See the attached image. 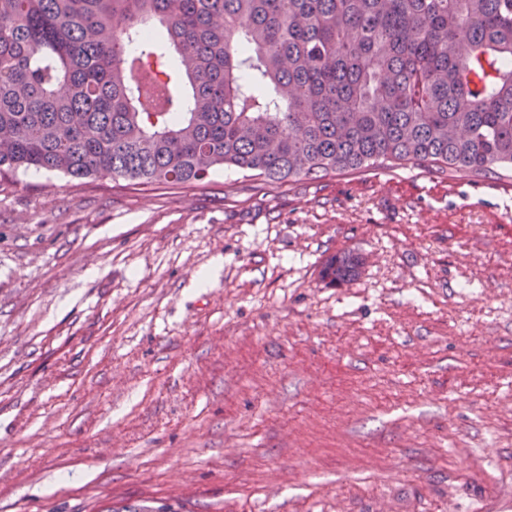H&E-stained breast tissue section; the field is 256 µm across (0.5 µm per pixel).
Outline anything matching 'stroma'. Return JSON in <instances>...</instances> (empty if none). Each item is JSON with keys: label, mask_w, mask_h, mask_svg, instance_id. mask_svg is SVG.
Wrapping results in <instances>:
<instances>
[{"label": "stroma", "mask_w": 512, "mask_h": 512, "mask_svg": "<svg viewBox=\"0 0 512 512\" xmlns=\"http://www.w3.org/2000/svg\"><path fill=\"white\" fill-rule=\"evenodd\" d=\"M163 503L512 512V178L0 187V512ZM363 265L362 258L351 252L344 251L330 255L324 261L320 275L331 285H340L359 276Z\"/></svg>", "instance_id": "1"}]
</instances>
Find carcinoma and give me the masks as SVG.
Segmentation results:
<instances>
[{
    "label": "carcinoma",
    "mask_w": 512,
    "mask_h": 512,
    "mask_svg": "<svg viewBox=\"0 0 512 512\" xmlns=\"http://www.w3.org/2000/svg\"><path fill=\"white\" fill-rule=\"evenodd\" d=\"M388 161L512 170V0H0L1 186Z\"/></svg>",
    "instance_id": "carcinoma-1"
}]
</instances>
